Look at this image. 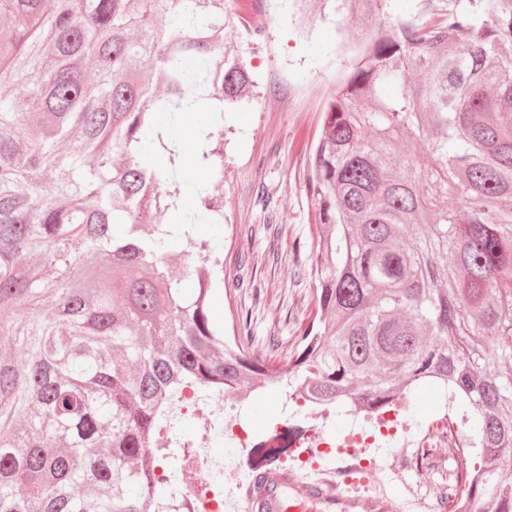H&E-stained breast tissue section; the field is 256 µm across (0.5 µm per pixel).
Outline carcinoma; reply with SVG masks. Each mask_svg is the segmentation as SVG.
Instances as JSON below:
<instances>
[{
    "label": "carcinoma",
    "mask_w": 512,
    "mask_h": 512,
    "mask_svg": "<svg viewBox=\"0 0 512 512\" xmlns=\"http://www.w3.org/2000/svg\"><path fill=\"white\" fill-rule=\"evenodd\" d=\"M388 2L318 12L370 18ZM422 2L361 31L331 91L307 175L320 316L285 375L211 318L223 253L194 228L223 204L180 177L161 118L206 102L197 163L224 162V112L254 85L224 49L226 0H0V308H23L0 319V512H173L152 472L172 460L161 431L184 392L284 379L334 409L440 383L482 458L448 449L443 505L512 512L497 466L512 389L490 370L512 361V0ZM74 134V152L54 150Z\"/></svg>",
    "instance_id": "1"
}]
</instances>
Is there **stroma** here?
<instances>
[{
    "mask_svg": "<svg viewBox=\"0 0 512 512\" xmlns=\"http://www.w3.org/2000/svg\"><path fill=\"white\" fill-rule=\"evenodd\" d=\"M240 14L226 30L227 48L249 55L256 86L250 106L224 115V167L204 171L187 163L185 178L224 200V221L200 224L197 235L223 243L224 279L212 296L213 315L224 333H240L248 317L256 352L270 365L288 369L301 329L316 307L309 245L316 228L306 188L309 160L318 142L330 92L349 71L355 47L341 48L334 23L300 25L290 0H234ZM279 226L278 235L263 229ZM302 244L294 253V244ZM249 399L246 426L264 433L284 421L283 390L256 389ZM455 407L441 387L415 391L402 412L403 428L438 438ZM226 458L225 477L234 481L255 469L276 472L287 452L282 448L242 449L217 443ZM374 472H359L347 488L354 512H371V499H387L393 512H432V496L448 480V451L436 449L435 466L397 477L405 451L395 444L368 449Z\"/></svg>",
    "mask_w": 512,
    "mask_h": 512,
    "instance_id": "obj_1",
    "label": "stroma"
}]
</instances>
